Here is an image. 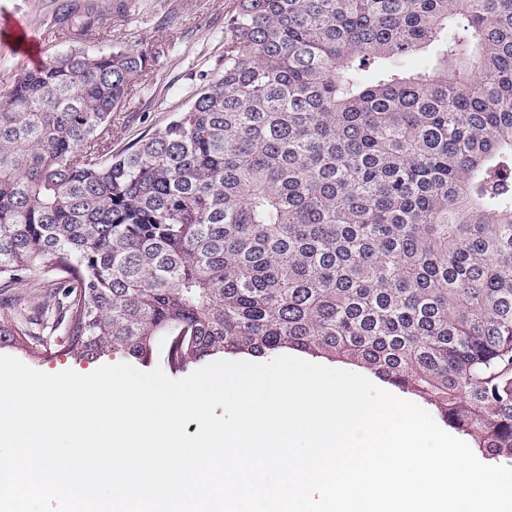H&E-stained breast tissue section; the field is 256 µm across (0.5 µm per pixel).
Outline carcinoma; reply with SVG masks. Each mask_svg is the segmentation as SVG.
<instances>
[{"label":"carcinoma","instance_id":"obj_1","mask_svg":"<svg viewBox=\"0 0 512 512\" xmlns=\"http://www.w3.org/2000/svg\"><path fill=\"white\" fill-rule=\"evenodd\" d=\"M224 30L222 78L116 153L143 52L0 99V345L293 349L512 459V0H236ZM281 351H289V354H286V355L296 356V357H299V358H302V359H305V360H308V361H311V362L319 363V364H322V365H325V366H328V367L345 369V370H349V371L360 373V374L366 376L367 378H369L379 388H381V389H383V390H385V391H387V392H389V393H391V394H393V395H395V396H397L399 398L411 401V402L421 406L410 395L401 393L400 391H398L397 389L393 388L392 386H390V385L380 381L379 379L375 378L367 370H365L363 368H360L358 366L350 365V364H344V363H340V362H332V361H329V360L324 359V358H316V357H312V356H310L308 354L297 352V351H292V350H281ZM281 351H276V352L268 353L267 355H264L262 357H250L248 355H242L243 357H246V358H225V360L249 361V362L262 363V362L270 361V360L274 359L275 357H278V354ZM421 407L424 408L423 406H421ZM424 409L427 410L426 408H424ZM430 414L432 415V417L434 418L436 423L443 430H445L446 432L450 433L451 435H453V436H455V437L465 441L471 447V449L473 450V452L475 453V455L477 456V458L480 461H482L483 463H486V464L494 465V464L490 463L489 461L485 460V459H491L490 457L481 454L480 452L476 451L475 448H473V444H472L471 440L468 437L463 436V435L457 433L455 430L451 429L450 427L446 426L432 412ZM491 460L496 461V463L498 465L512 467V462L511 463H506V462H504L502 460H496V459H491Z\"/></svg>","mask_w":512,"mask_h":512}]
</instances>
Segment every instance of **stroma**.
Listing matches in <instances>:
<instances>
[{"label":"stroma","mask_w":512,"mask_h":512,"mask_svg":"<svg viewBox=\"0 0 512 512\" xmlns=\"http://www.w3.org/2000/svg\"><path fill=\"white\" fill-rule=\"evenodd\" d=\"M121 8L97 16L96 33L77 38L70 32L52 33L56 0H0V20L21 18L32 31L42 34L30 50L16 47L11 34L0 29V96L27 70L25 53L40 55L51 63L70 48L92 52L123 49L148 55L145 71L131 81V92L120 111L112 116L107 138L113 150L128 147L142 136L164 127L184 110L195 95L224 72V17L235 0H122ZM25 364L39 371L57 373L73 369L87 374L98 364H119L128 357L120 352L100 360H82L60 351L33 356L14 350Z\"/></svg>","instance_id":"stroma-1"}]
</instances>
